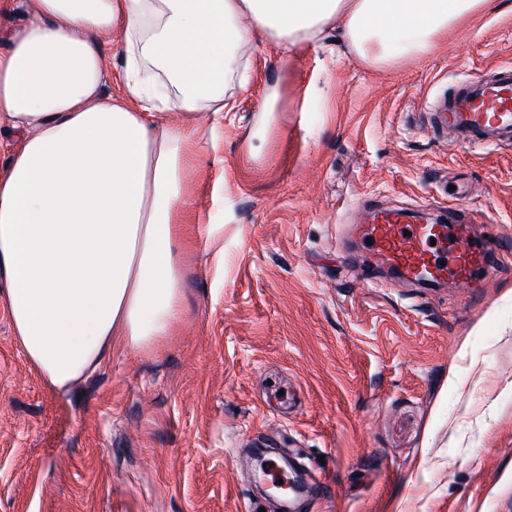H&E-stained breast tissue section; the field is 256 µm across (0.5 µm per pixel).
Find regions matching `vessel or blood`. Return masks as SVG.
<instances>
[{"label": "vessel or blood", "instance_id": "vessel-or-blood-1", "mask_svg": "<svg viewBox=\"0 0 512 512\" xmlns=\"http://www.w3.org/2000/svg\"><path fill=\"white\" fill-rule=\"evenodd\" d=\"M425 112L426 129L435 136L452 132L471 147L512 145V66L466 78L452 92L434 97ZM365 211L361 222L344 229L365 253L361 282L392 270L400 283L438 284L451 277L470 288L474 271L494 269V236L488 230L474 234V218L463 206L449 207L447 216L430 223L379 204L366 205Z\"/></svg>", "mask_w": 512, "mask_h": 512}]
</instances>
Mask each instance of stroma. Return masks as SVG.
Wrapping results in <instances>:
<instances>
[{"label": "stroma", "instance_id": "1", "mask_svg": "<svg viewBox=\"0 0 512 512\" xmlns=\"http://www.w3.org/2000/svg\"><path fill=\"white\" fill-rule=\"evenodd\" d=\"M499 63L512 0L383 68L332 32L255 53L224 87L233 114L201 115L169 336L58 391L0 302V512H266L257 448L327 473L301 512H512V146L421 126L435 93ZM367 200L474 212L499 236L490 286L346 280L336 236Z\"/></svg>", "mask_w": 512, "mask_h": 512}]
</instances>
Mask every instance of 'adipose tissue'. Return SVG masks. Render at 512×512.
I'll return each mask as SVG.
<instances>
[{
  "label": "adipose tissue",
  "mask_w": 512,
  "mask_h": 512,
  "mask_svg": "<svg viewBox=\"0 0 512 512\" xmlns=\"http://www.w3.org/2000/svg\"><path fill=\"white\" fill-rule=\"evenodd\" d=\"M498 0H0V298L32 367L63 390L181 313L177 215L197 114L230 111L236 49L341 34L376 66L426 52ZM125 52L107 70L104 39ZM154 65L162 82L143 75ZM122 88L105 91L106 78Z\"/></svg>",
  "instance_id": "obj_1"
}]
</instances>
